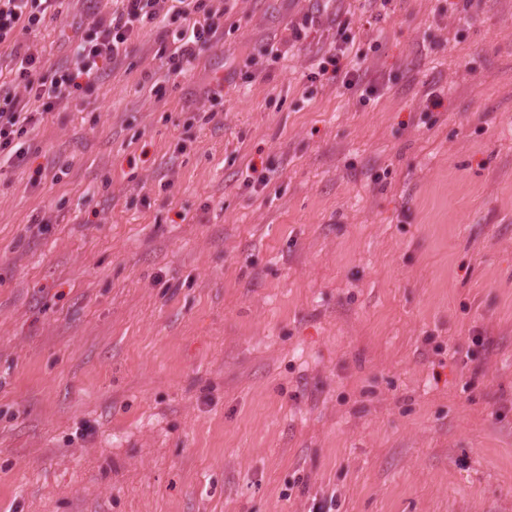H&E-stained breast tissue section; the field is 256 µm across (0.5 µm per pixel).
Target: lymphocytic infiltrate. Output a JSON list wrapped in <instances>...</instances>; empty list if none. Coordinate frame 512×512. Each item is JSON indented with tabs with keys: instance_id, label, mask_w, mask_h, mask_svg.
<instances>
[{
	"instance_id": "1",
	"label": "lymphocytic infiltrate",
	"mask_w": 512,
	"mask_h": 512,
	"mask_svg": "<svg viewBox=\"0 0 512 512\" xmlns=\"http://www.w3.org/2000/svg\"><path fill=\"white\" fill-rule=\"evenodd\" d=\"M57 0H0V46L8 48L0 80V157L24 162L26 139L45 116L64 105L84 87H93L106 68L127 52L149 23L177 24L171 43L159 57L169 74L180 75L199 58L203 48L224 34V0H115L110 12L87 15L74 26L69 59L46 67L37 45L21 46L19 34L39 30L56 16Z\"/></svg>"
}]
</instances>
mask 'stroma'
<instances>
[{
    "instance_id": "obj_1",
    "label": "stroma",
    "mask_w": 512,
    "mask_h": 512,
    "mask_svg": "<svg viewBox=\"0 0 512 512\" xmlns=\"http://www.w3.org/2000/svg\"><path fill=\"white\" fill-rule=\"evenodd\" d=\"M309 7L170 80L144 26L0 169V512H512V0H336L248 80ZM342 86L347 90H354L356 93L359 92V101L363 105H365L370 100V97L374 96L378 90L373 82L370 84L364 83L359 74V70H354L353 72L348 71L345 74Z\"/></svg>"
}]
</instances>
